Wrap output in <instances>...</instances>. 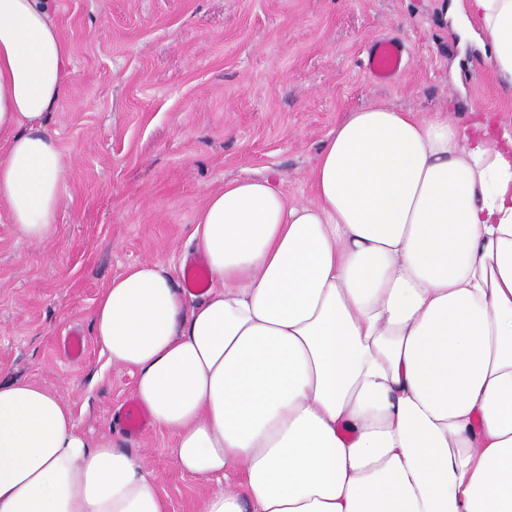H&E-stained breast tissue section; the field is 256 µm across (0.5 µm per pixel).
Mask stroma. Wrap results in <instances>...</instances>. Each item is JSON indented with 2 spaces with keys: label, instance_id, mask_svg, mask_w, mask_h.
Segmentation results:
<instances>
[{
  "label": "stroma",
  "instance_id": "1",
  "mask_svg": "<svg viewBox=\"0 0 512 512\" xmlns=\"http://www.w3.org/2000/svg\"><path fill=\"white\" fill-rule=\"evenodd\" d=\"M441 0H55L69 52L49 132L64 159L53 239L22 238L0 205V380H27L78 406L89 437L148 462L167 512H196L205 485L165 455L170 434L130 433L120 411L132 369L106 366L91 336L102 289L131 265L180 267L207 194L262 174L297 201L329 133L384 103L461 122L512 118V87L479 48L460 49ZM392 38L407 64L392 82L367 73ZM79 333L85 353L63 349Z\"/></svg>",
  "mask_w": 512,
  "mask_h": 512
}]
</instances>
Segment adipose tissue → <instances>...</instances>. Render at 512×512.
Segmentation results:
<instances>
[{"mask_svg":"<svg viewBox=\"0 0 512 512\" xmlns=\"http://www.w3.org/2000/svg\"><path fill=\"white\" fill-rule=\"evenodd\" d=\"M476 19L512 85V0ZM70 58L50 0H0V204L56 230L62 151L47 129ZM225 183L193 238L211 284L187 306L162 265L102 290L93 340L137 373L198 512H512V120L385 104L350 113L310 172ZM0 512H166L147 463L78 429L72 404L0 381Z\"/></svg>","mask_w":512,"mask_h":512,"instance_id":"ef3b65f1","label":"adipose tissue"}]
</instances>
